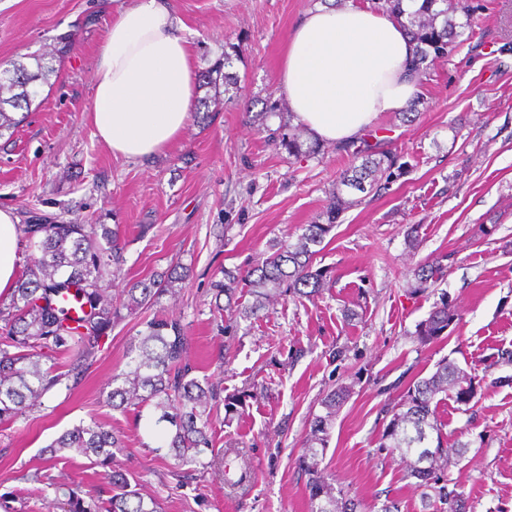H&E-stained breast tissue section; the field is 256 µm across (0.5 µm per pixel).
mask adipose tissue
<instances>
[{
	"instance_id": "obj_1",
	"label": "adipose tissue",
	"mask_w": 512,
	"mask_h": 512,
	"mask_svg": "<svg viewBox=\"0 0 512 512\" xmlns=\"http://www.w3.org/2000/svg\"><path fill=\"white\" fill-rule=\"evenodd\" d=\"M168 0H119L101 42L87 119L114 156L142 159L181 137L197 97L195 51ZM413 43L381 12L345 0L309 11L291 31L278 95L323 142L359 136L419 94L407 70ZM18 218L0 209V294L16 286Z\"/></svg>"
}]
</instances>
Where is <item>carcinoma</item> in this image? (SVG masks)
I'll use <instances>...</instances> for the list:
<instances>
[{
	"instance_id": "obj_1",
	"label": "carcinoma",
	"mask_w": 512,
	"mask_h": 512,
	"mask_svg": "<svg viewBox=\"0 0 512 512\" xmlns=\"http://www.w3.org/2000/svg\"><path fill=\"white\" fill-rule=\"evenodd\" d=\"M381 10L399 22L415 42L408 71L418 81L429 76L431 66L448 57L465 17L483 9L481 0H463L452 6L448 0H422L407 6L403 0H380ZM69 46V37L57 40L49 50L34 58L35 69L21 61L0 71V137L18 124L10 111L29 110L39 83H49L58 73ZM232 55L224 53L218 62L199 72L200 86L207 94L197 100L196 112L211 118L223 104V94L238 89V76L226 71ZM277 116L280 123L267 124ZM258 131L267 141L289 156L316 157L324 144L302 139L305 131L293 125V115L280 111L276 101H268L252 116ZM372 132L338 143L336 153L351 159L336 186L328 193L326 205L312 224L302 226L296 242L280 241L270 246L265 256L245 272L224 271V279L213 284V311L230 322L258 317L280 296L310 298L321 292L330 279L328 270L314 265V256L341 215L362 200L348 198L343 188L362 193L379 192L403 177L409 168L397 153L369 144ZM20 231L32 249L18 284L7 304L0 305V423L10 422L41 404L44 396L69 381L78 382L92 365L102 337L129 316L147 310L164 295L175 296L176 286L190 276L191 269L180 264L149 279L126 284L118 296L107 290V283L120 275L126 242L119 224H80L61 214L30 210ZM443 273L438 262L417 265L414 277L418 287L426 288ZM249 288L253 301L238 302L239 285ZM455 321V311L444 302L417 325L419 343L430 344L444 336ZM142 330L131 338L126 356L128 370L112 376L106 403L114 410L150 406L159 413L157 422L171 426L164 449L184 464L200 462V456L213 451L209 435L210 411L224 402L230 416L243 407L244 396H221L223 389L192 375L187 363L189 348L184 326L177 319L155 314L141 322ZM52 354H67L69 368L55 373L41 366ZM450 396L461 406L470 405L478 395L474 378L457 365L442 360L436 371L418 379L389 410L390 419L380 433L379 447L394 448L415 457L407 467V477L423 490L428 512H462L460 493L448 487L445 472L451 457L463 454L465 446L450 448L442 433L436 408L438 396ZM350 396L341 387L321 400L323 412L314 416L300 470L307 476L306 489L310 512H359L360 504L336 488L319 469V457L328 447L330 429L336 413ZM126 451L123 436L92 420L81 422L53 440L44 453L53 460L84 457L103 469L102 476L112 485V497L100 499L94 489L57 487L64 500L63 512H161L159 502L144 495L115 466L117 455Z\"/></svg>"
}]
</instances>
